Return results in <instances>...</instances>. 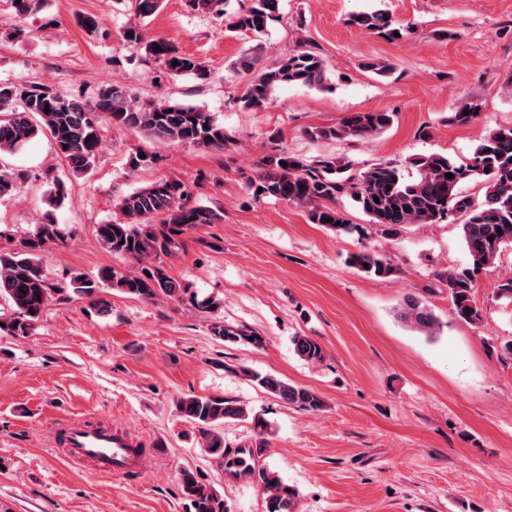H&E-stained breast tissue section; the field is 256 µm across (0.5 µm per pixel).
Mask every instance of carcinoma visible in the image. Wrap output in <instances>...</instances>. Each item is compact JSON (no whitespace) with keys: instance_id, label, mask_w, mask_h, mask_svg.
Listing matches in <instances>:
<instances>
[{"instance_id":"obj_1","label":"carcinoma","mask_w":512,"mask_h":512,"mask_svg":"<svg viewBox=\"0 0 512 512\" xmlns=\"http://www.w3.org/2000/svg\"><path fill=\"white\" fill-rule=\"evenodd\" d=\"M279 0H244L230 15L229 31L259 35L277 18ZM162 0H135L137 20L130 22L122 37L126 45L163 67L170 77L192 75L201 81L211 77L210 69L197 57L186 54L170 41L150 38L140 19L154 14ZM192 11L217 16L226 14V0H185ZM350 22L364 31L377 32L395 39L402 28L381 10L353 15ZM160 50H154V46ZM178 65H173V62ZM325 74V63L313 51L301 47L278 62L258 68L240 97L246 109H258L282 84L300 83L318 87ZM478 104L465 102L448 117L451 123H467L477 114ZM394 122L392 112H353L334 126L315 127L307 132L312 140L344 142L364 139L386 131ZM133 128L158 141H178L198 148L222 149L230 143L212 113L191 104L163 100L143 102L128 88L112 85L103 88L94 105L64 96L43 83L22 88L0 86V155L22 149L32 139L47 134L56 153L72 173L85 176L93 169L101 144L100 128L106 124ZM418 177L404 179L400 165L381 160L364 168L337 159L312 165L299 156L276 150L266 155L260 171L248 180L247 187L256 198H274L306 209L313 224H322L338 233L350 232L334 203L350 197L369 216L370 223L382 233L393 235L405 224H437L458 214L461 236L470 256V266L442 271L439 282L448 288L452 313L460 320L478 323L481 310L473 297L480 272L494 265L501 250L512 245V128L487 134L476 146L467 163H458L440 154L408 159ZM454 178H448V175ZM23 174L0 164V198L13 195ZM468 180L484 184L482 200L460 191ZM196 185L177 178H161L122 198L118 208L122 219L97 225L101 244L112 254L141 261L158 258L179 244L188 230L202 224H217L224 218L218 207L196 201ZM68 196L66 183L57 177L49 189L50 202L63 204ZM60 235L58 225L46 219L35 230L17 240L11 249L0 248V298L8 301L11 312L0 314V335L25 337L36 329L51 293L71 291L89 298L103 313L109 303L102 297L108 288L141 299L164 296L183 300L187 289L169 277L159 266L143 268L135 274H120L103 268L90 277L74 273L57 286L41 274L40 256ZM348 263L374 277H386L394 271L389 258L366 247L349 256ZM401 316L416 332L429 338L440 328L439 318L420 299H405ZM216 339L229 343L263 345L261 336L226 326L211 325ZM295 352L308 363L325 359L323 347L315 339L298 336ZM251 380L291 407L306 411L322 408L320 397L310 389L292 385L274 375L244 370ZM182 417L201 434L203 450L223 460L224 471L231 475L256 477L266 494V512H296L297 492L283 483L277 474L255 467L256 457L264 451V431L269 423L260 415L222 396H186L176 401ZM252 420L258 442L230 452L220 432L227 420ZM183 497L193 512H231L224 496L211 483L202 480L191 468L178 471Z\"/></svg>"}]
</instances>
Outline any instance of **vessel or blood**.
<instances>
[{
    "label": "vessel or blood",
    "instance_id": "vessel-or-blood-1",
    "mask_svg": "<svg viewBox=\"0 0 512 512\" xmlns=\"http://www.w3.org/2000/svg\"><path fill=\"white\" fill-rule=\"evenodd\" d=\"M65 460L72 465L93 464L104 474L125 477L139 470L142 457L136 444L111 428L93 426L76 418L61 423Z\"/></svg>",
    "mask_w": 512,
    "mask_h": 512
}]
</instances>
